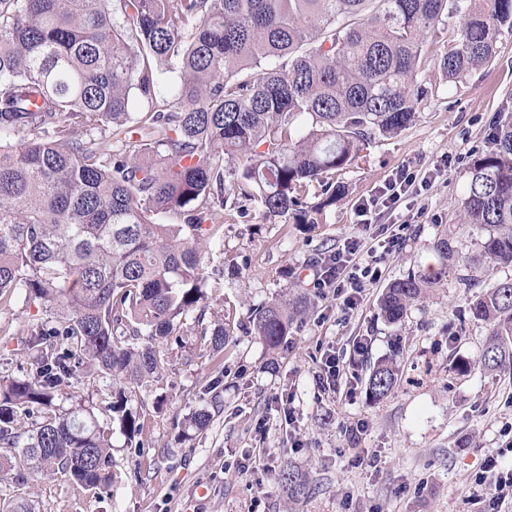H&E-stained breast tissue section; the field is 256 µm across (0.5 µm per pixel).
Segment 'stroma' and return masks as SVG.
<instances>
[{
  "label": "stroma",
  "instance_id": "stroma-1",
  "mask_svg": "<svg viewBox=\"0 0 512 512\" xmlns=\"http://www.w3.org/2000/svg\"><path fill=\"white\" fill-rule=\"evenodd\" d=\"M455 33L451 20L429 35L419 79L432 93L415 122L333 173L346 192L313 213L312 223L225 210L224 250L210 256L203 316L187 319L180 340H158L163 371L129 390L143 424L140 447L113 435L112 483L96 494L61 475L25 471L35 512H486L474 479L488 455L512 463V372L478 363L491 328L460 320L473 291L448 279L396 326L377 308L390 281L437 264L440 234L462 261L482 237L461 221L466 164L488 147L497 111L512 109V34L499 36L491 62L451 85L440 58ZM401 170L415 175L414 185L395 204H378ZM365 200L374 206L362 224L356 209ZM394 229L399 244L382 251ZM352 243L358 258L376 255L380 280L351 310L333 291L317 293L277 370L265 369V347L245 328L251 309L291 288L308 291L320 258ZM40 317L33 304L0 309V375L19 377L29 367L16 332ZM222 322L233 327V340L213 357L200 332ZM326 354L344 369L334 390L318 381ZM389 356L399 379L375 403L368 376ZM462 362L470 365L463 374L456 370ZM215 403L209 426L181 438L184 418ZM258 455L268 467L249 466ZM286 466L306 480L303 496L289 498L279 480Z\"/></svg>",
  "mask_w": 512,
  "mask_h": 512
}]
</instances>
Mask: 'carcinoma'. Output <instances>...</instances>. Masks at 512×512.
Masks as SVG:
<instances>
[{
  "instance_id": "1",
  "label": "carcinoma",
  "mask_w": 512,
  "mask_h": 512,
  "mask_svg": "<svg viewBox=\"0 0 512 512\" xmlns=\"http://www.w3.org/2000/svg\"><path fill=\"white\" fill-rule=\"evenodd\" d=\"M451 18L456 40L440 67L456 83L512 33V0H0V304L44 312L20 330L30 372L0 376L1 472L20 459L86 490L109 485L112 434L94 407L56 404L75 373L111 383L104 411L141 447L128 385L160 373L153 342L179 337L205 299L201 245L223 247L224 209L311 223L344 191L330 172L416 121L431 93L418 81L428 34ZM172 62L179 81L159 103ZM136 100L150 108L131 111ZM492 126L491 146L467 164L464 223L485 231L471 270L512 267V113ZM313 185L322 199L311 206ZM170 213L182 222H162ZM434 249L439 268L385 288L386 323L457 268L447 237ZM312 307L298 291L261 304L250 334L276 355ZM469 311L491 326L481 365L512 370V278ZM229 336L215 325L207 348L224 352ZM397 377L396 362L379 360L369 396L386 398ZM22 415L34 418L25 435ZM212 418L194 411L182 436ZM280 479L290 497L304 493L291 468Z\"/></svg>"
}]
</instances>
